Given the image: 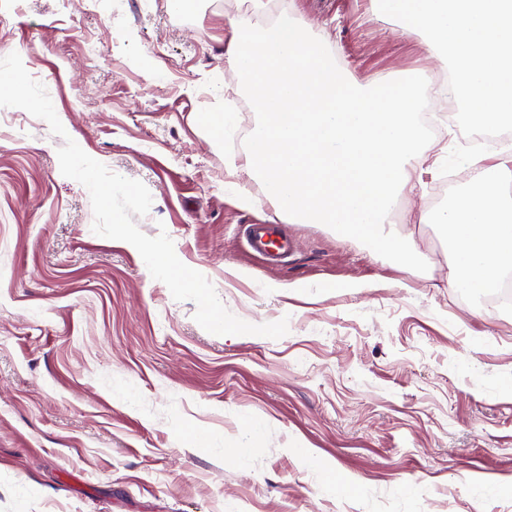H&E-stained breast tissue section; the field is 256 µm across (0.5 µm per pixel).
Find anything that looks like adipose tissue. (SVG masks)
I'll return each instance as SVG.
<instances>
[{
    "mask_svg": "<svg viewBox=\"0 0 512 512\" xmlns=\"http://www.w3.org/2000/svg\"><path fill=\"white\" fill-rule=\"evenodd\" d=\"M470 186L438 211L448 236V286L481 298L512 277V147L469 156Z\"/></svg>",
    "mask_w": 512,
    "mask_h": 512,
    "instance_id": "obj_1",
    "label": "adipose tissue"
}]
</instances>
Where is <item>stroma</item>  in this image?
Wrapping results in <instances>:
<instances>
[{"label": "stroma", "instance_id": "stroma-1", "mask_svg": "<svg viewBox=\"0 0 512 512\" xmlns=\"http://www.w3.org/2000/svg\"><path fill=\"white\" fill-rule=\"evenodd\" d=\"M244 2L0 0V58L20 55L66 130L0 107V512H512V307L449 289L441 174L393 224L428 271L323 224L288 225L296 249L272 270L243 231L275 209L236 130L200 122L244 97L229 18L289 15L359 81L439 60L373 0ZM68 137L146 185L137 226L166 230L232 314L288 333L207 332L131 244L95 234L60 171Z\"/></svg>", "mask_w": 512, "mask_h": 512}]
</instances>
